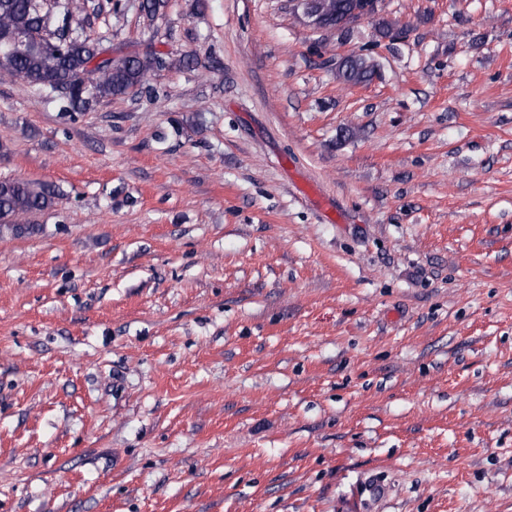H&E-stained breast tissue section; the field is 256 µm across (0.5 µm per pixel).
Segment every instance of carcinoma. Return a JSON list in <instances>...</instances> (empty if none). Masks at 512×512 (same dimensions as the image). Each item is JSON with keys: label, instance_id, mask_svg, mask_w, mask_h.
<instances>
[{"label": "carcinoma", "instance_id": "cac0c4a2", "mask_svg": "<svg viewBox=\"0 0 512 512\" xmlns=\"http://www.w3.org/2000/svg\"><path fill=\"white\" fill-rule=\"evenodd\" d=\"M89 0H0V76L51 93L59 111L74 119L94 110L101 102L137 96L151 102L158 90L151 74L178 65L196 70L213 68L194 54L178 59L153 50L126 51L105 40L79 36L72 23L85 13ZM353 0H320L324 26L336 30L337 40L350 39L356 18ZM377 75L369 54H352L336 63V77L363 84ZM64 196L59 186L42 181L0 178V236L36 234L40 225L30 218L53 209Z\"/></svg>", "mask_w": 512, "mask_h": 512}]
</instances>
